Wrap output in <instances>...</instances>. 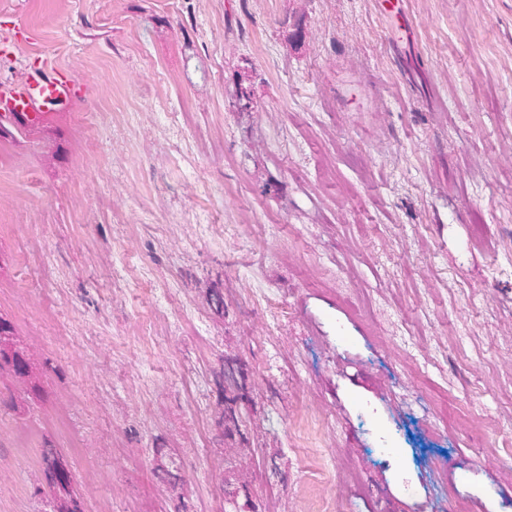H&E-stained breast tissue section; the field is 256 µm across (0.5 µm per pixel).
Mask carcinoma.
<instances>
[{
  "label": "carcinoma",
  "mask_w": 512,
  "mask_h": 512,
  "mask_svg": "<svg viewBox=\"0 0 512 512\" xmlns=\"http://www.w3.org/2000/svg\"><path fill=\"white\" fill-rule=\"evenodd\" d=\"M2 378L20 382L24 386L23 396L12 398L7 403V407L19 417L30 412L31 402L42 401L50 394L41 361L31 354L16 335L12 325L0 318V379ZM41 459L49 462V466L43 468V481L51 503V512H78L79 504L68 461L47 437L42 439Z\"/></svg>",
  "instance_id": "obj_1"
}]
</instances>
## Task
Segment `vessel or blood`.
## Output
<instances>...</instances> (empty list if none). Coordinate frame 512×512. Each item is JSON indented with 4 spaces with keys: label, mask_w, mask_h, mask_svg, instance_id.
<instances>
[{
    "label": "vessel or blood",
    "mask_w": 512,
    "mask_h": 512,
    "mask_svg": "<svg viewBox=\"0 0 512 512\" xmlns=\"http://www.w3.org/2000/svg\"><path fill=\"white\" fill-rule=\"evenodd\" d=\"M78 92L72 73L42 54H27L18 78L0 81V115L11 121L47 114L71 101Z\"/></svg>",
    "instance_id": "vessel-or-blood-1"
}]
</instances>
